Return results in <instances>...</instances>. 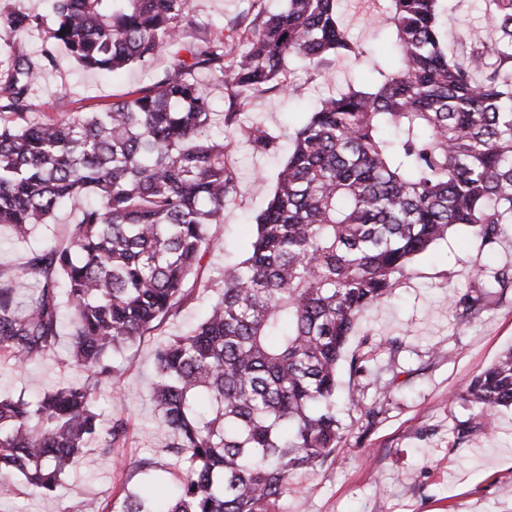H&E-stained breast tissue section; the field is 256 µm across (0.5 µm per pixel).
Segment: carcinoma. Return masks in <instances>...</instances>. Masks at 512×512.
<instances>
[{
    "instance_id": "obj_1",
    "label": "carcinoma",
    "mask_w": 512,
    "mask_h": 512,
    "mask_svg": "<svg viewBox=\"0 0 512 512\" xmlns=\"http://www.w3.org/2000/svg\"><path fill=\"white\" fill-rule=\"evenodd\" d=\"M493 2L497 41L457 60L438 0H386L375 22L396 58L371 57V88L347 86L300 124L208 315L155 351L150 392L183 467L167 508L129 493L84 512H277L292 475L335 454L337 374L358 316L456 230L493 244L512 227V0ZM189 17V0H54L48 38L84 67L114 73L164 50L169 71L104 112L0 125V224L25 238L66 202L89 198L66 243L28 255L33 287L0 269V364L55 351L60 295L70 303L68 364L82 376L35 401L0 399V476L17 472L44 496L82 449L112 455L126 423L104 428L96 409L111 355L174 316L221 246L212 228L235 172L225 160L232 140L211 128L218 115L234 133L237 113L213 112V92L275 88L293 56L316 71L332 56L367 53L346 33L341 0L259 9L240 48L222 37L183 44ZM42 23L20 10L0 18L9 48L0 112L23 113L42 70L3 34ZM247 140L256 151L274 145L260 128ZM507 279L487 275L459 301L462 315ZM459 399L471 414L456 426L458 444L512 407V347Z\"/></svg>"
}]
</instances>
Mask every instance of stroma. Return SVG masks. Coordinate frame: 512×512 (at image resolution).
Here are the masks:
<instances>
[{"mask_svg":"<svg viewBox=\"0 0 512 512\" xmlns=\"http://www.w3.org/2000/svg\"><path fill=\"white\" fill-rule=\"evenodd\" d=\"M256 1L270 12L284 5V0H191L193 22L182 28V42L222 33L245 38ZM486 4L440 0L450 56L464 59L496 40ZM378 8L377 0H343V18L354 39L384 55L391 51L390 38L373 24ZM24 38L35 60L48 52L54 63L42 71L23 115L0 114L6 125L55 120L65 110L106 111L129 89L152 88L169 66L162 53L122 73L104 75L83 69L48 39L44 28H30ZM284 78L302 85V93L273 89L234 103L225 95L213 100L217 112L235 106L241 126L228 156L237 183L218 227L222 246L203 260L180 313L115 355V372L96 401L125 419L119 447L110 456L85 449L55 497L34 494L23 477L11 476L7 494L0 496V512H82L87 500L118 498L128 490L161 506L172 494L182 471L173 464L168 429L150 396L155 351L201 320L213 297L212 283L243 258L255 218L274 193L293 130L321 99L350 84L370 87L373 72L364 57H334L318 71L293 57ZM258 125L276 136L273 149L258 152L247 142L248 130ZM75 219V209L67 208L23 239L1 227L0 269L20 271L32 250L53 239L65 241ZM480 266L512 271V231L492 245L467 232L449 236L412 262L386 302L363 312L346 352L363 356L366 371L356 378L345 369L339 374L340 387L356 383L362 405H342L344 434L334 458L295 473L279 512H512V410L497 411L491 431L462 445L454 442L456 425L470 414L457 393L512 347V283L488 295L471 318H461L456 308L464 294L479 290ZM391 338L401 341L398 351L389 350ZM67 360L62 347L34 365L0 366V396L30 400L70 382L75 372ZM374 408L379 414L373 418L369 412Z\"/></svg>","mask_w":512,"mask_h":512,"instance_id":"obj_1","label":"stroma"}]
</instances>
